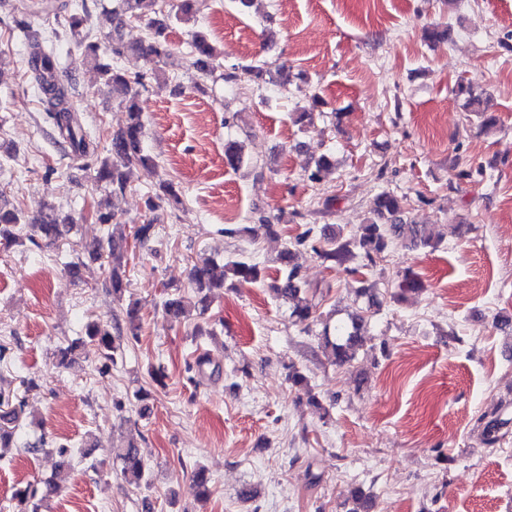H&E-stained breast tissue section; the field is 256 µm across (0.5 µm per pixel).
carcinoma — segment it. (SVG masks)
I'll return each instance as SVG.
<instances>
[{"mask_svg":"<svg viewBox=\"0 0 512 512\" xmlns=\"http://www.w3.org/2000/svg\"><path fill=\"white\" fill-rule=\"evenodd\" d=\"M165 0H118V6L112 11V46L103 48L97 42L87 41L85 30L90 20L86 8L79 13H71L66 19V30L76 45L82 48L83 59L93 64V67L105 83L124 90L125 99L122 104L126 109L128 121L124 127L112 134L108 155L104 158L96 155V146L86 132L82 122L74 110L69 95V86L64 83L58 73L56 55L53 43L50 40L39 41L32 37V22L30 15L25 11L24 5L16 6V15L13 27L9 33L27 40V67L31 85L36 89L44 111L53 120L58 135L67 144L68 155L81 161L91 158L87 168L93 170L92 181L95 186L108 185L112 192L123 193L127 188V174L125 170L135 166L150 169L154 161L145 152L143 147L144 124L140 97L145 90V75H129L114 60L127 53L136 54L150 64H156L169 55L166 44V32L170 21L189 20L192 10V0H179L175 5L176 13L164 11ZM147 21L150 35L140 43L126 44L122 41V30L132 21ZM193 64L203 74H211L219 67V53L210 43L209 38L196 32L190 43ZM248 81L258 84H275L271 70L266 63L250 65L244 68ZM458 94L464 96L466 109L482 118L481 125L488 131L498 125L494 115H488L481 109L482 97L473 92L471 88L460 84ZM226 163L232 168H239L244 163L241 146L229 140L224 145ZM179 201L180 197L170 182H162L158 191L147 197V209L153 217L134 231V238L141 243L150 241L154 234L155 224L161 217L157 211L161 208L162 200ZM372 218L368 223L361 225L360 234L356 243L363 250L364 258L374 262V257L383 253L389 240L393 237L407 236L414 247L433 248L438 244L442 235L426 233L417 225L405 219L406 208L404 198L390 192L379 193L371 209ZM94 220L98 224L110 225L112 230L107 241L99 240L88 247L91 259H107L111 266L110 283L112 294L122 296L127 288L123 254L116 250V238L125 236L124 225L120 224L115 212L105 208H98L94 213ZM70 218L62 217L51 211H40L28 214L20 208L10 207L0 202V239L7 242L19 240V233L27 230V238L44 239L54 244L63 239ZM320 256L342 266L348 263L353 253L349 244H337L320 252ZM293 251L285 248L279 255L282 264L280 276L275 279L272 289L277 297L292 304V315L296 321L305 324L314 314L313 306L301 296V282L299 267L292 263ZM233 277L242 283H257L262 279V269L255 263L231 260L219 266L213 261H205L195 265L191 271L192 283L198 292L202 293L199 299V314L203 315L208 309V299L213 290L224 287V279ZM364 317L357 316L350 322H339L331 331H325L323 346L329 350L334 361L339 366L349 364L355 357L358 345V334ZM141 331V318L139 309L135 306L127 309L123 322L111 327L98 321H89L85 325V340L82 345H90L97 355L105 360H112L120 350L123 340H136ZM195 365L201 375L210 377L220 376L221 366L210 356L203 355L196 359ZM25 401L13 394L0 391V459L6 457L8 451L18 445V432L23 425ZM503 422L493 419L485 423L482 429V438L485 444L494 445L500 440V430ZM117 457L122 462V473L130 485L140 486L145 480V463L141 450L132 444L117 449ZM57 490L51 482L40 490L27 486L14 493L20 505L19 512H41L47 497Z\"/></svg>","mask_w":512,"mask_h":512,"instance_id":"obj_1","label":"carcinoma"}]
</instances>
